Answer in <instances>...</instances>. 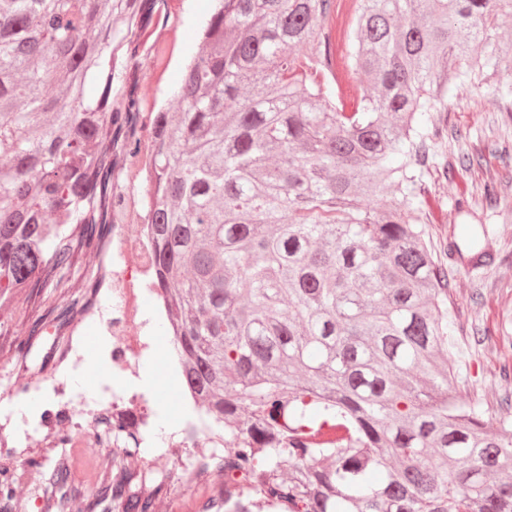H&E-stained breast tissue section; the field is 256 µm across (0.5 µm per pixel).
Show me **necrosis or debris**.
<instances>
[{
    "label": "necrosis or debris",
    "instance_id": "obj_1",
    "mask_svg": "<svg viewBox=\"0 0 512 512\" xmlns=\"http://www.w3.org/2000/svg\"><path fill=\"white\" fill-rule=\"evenodd\" d=\"M149 133L139 137L138 163L120 160L115 171L117 196L110 214L112 234L95 254V278L99 298L82 304L62 336L50 339L47 356L11 368V383L0 395L10 399L41 393L50 406L37 427L45 439L70 432L83 448L101 454L104 448H132L152 431L154 410L137 388L144 363L153 354V341L144 318L143 299L152 297L155 311H163V294L155 285L149 241L148 205L137 186L141 163L153 149ZM107 298L109 309L99 300ZM99 323L109 342L105 354L118 381L111 395L89 401L68 392L63 373L81 362L78 338L87 323ZM223 440L209 432L180 431L158 452L146 454V465L181 481L198 460L215 456Z\"/></svg>",
    "mask_w": 512,
    "mask_h": 512
}]
</instances>
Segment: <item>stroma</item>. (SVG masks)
<instances>
[{"label": "stroma", "mask_w": 512, "mask_h": 512, "mask_svg": "<svg viewBox=\"0 0 512 512\" xmlns=\"http://www.w3.org/2000/svg\"><path fill=\"white\" fill-rule=\"evenodd\" d=\"M214 0H174L168 28L177 50L160 80H152V60L143 65V83L153 95L149 101L153 111L169 106V93L178 83L183 55L199 49L196 23L209 14ZM444 125L447 139L437 149L430 168L429 182L439 189L435 205L436 221L427 230L436 244L457 242L462 253L446 258L448 269V308L453 313L458 339L456 357L460 374L455 392L462 400L480 402L494 422L512 425V350L503 348L504 340H512V207L491 202L486 185H495L499 195L512 200V166H503L496 154L498 147L512 146V112L506 111L491 87L465 90L461 100L449 106ZM482 154L480 167L462 171L454 167L458 154ZM472 202L470 213L457 209L459 199ZM478 235L479 246L488 248L492 258L482 263L471 262L468 232ZM40 298H18L11 311L0 317L6 333L0 337V389L7 384L5 367L20 363L21 357L9 346L10 335H24L30 318L39 308ZM155 359L148 370L155 385L150 399L160 419L175 426L182 418L179 377L164 369L163 361L170 351L169 337L156 329ZM81 342L84 354L95 357L84 373L73 378L75 391H90L112 381V372L102 360L105 338L99 329L87 327ZM71 449L62 443L44 444L32 435L29 447L20 460L0 458V499L10 486L16 470H25L36 482H46L60 459Z\"/></svg>", "instance_id": "1"}]
</instances>
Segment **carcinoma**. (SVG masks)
<instances>
[{
  "instance_id": "1",
  "label": "carcinoma",
  "mask_w": 512,
  "mask_h": 512,
  "mask_svg": "<svg viewBox=\"0 0 512 512\" xmlns=\"http://www.w3.org/2000/svg\"><path fill=\"white\" fill-rule=\"evenodd\" d=\"M157 0H0V294L40 308L21 351L96 293L114 159L138 149L141 35ZM223 0L176 108L150 130L156 278L196 425L224 436V512H512V432L458 378L448 270L425 230L435 115L512 69V0ZM125 28L112 27V17ZM97 94L85 95L87 78ZM51 213L43 223L44 212ZM201 463L181 484L211 482ZM59 507L153 512L171 482L112 449Z\"/></svg>"
}]
</instances>
